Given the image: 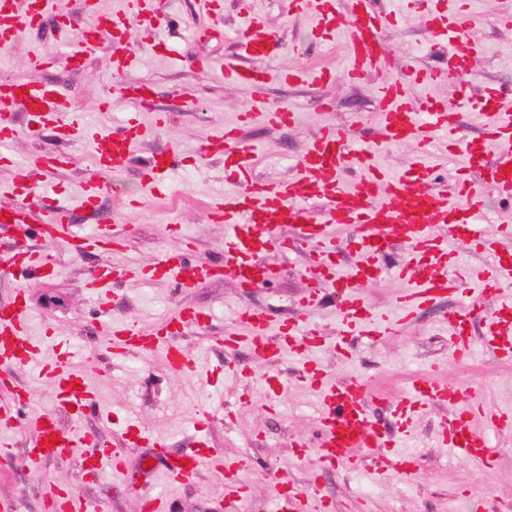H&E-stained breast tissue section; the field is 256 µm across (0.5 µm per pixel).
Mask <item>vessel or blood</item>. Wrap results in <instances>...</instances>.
<instances>
[{
  "instance_id": "b4317fda",
  "label": "vessel or blood",
  "mask_w": 512,
  "mask_h": 512,
  "mask_svg": "<svg viewBox=\"0 0 512 512\" xmlns=\"http://www.w3.org/2000/svg\"><path fill=\"white\" fill-rule=\"evenodd\" d=\"M373 0H354L350 12L340 10L337 0H294L299 11L315 14L319 23L314 30L316 38L326 39L339 29L348 32L350 65L346 76L357 82L386 70L389 66L383 45L388 26L386 16L372 6ZM131 15H107L94 29L73 32L66 23L56 28L73 37L76 46L67 57L71 66H79L88 50L99 43H107L112 54L114 72H121L135 59L127 39L130 24L158 28L161 20L154 0H133ZM47 9L16 16L10 0H0V44H10L18 32L45 22ZM458 12L435 13L428 19V28L434 41L459 39ZM242 44L248 54L260 60L271 56L279 44L277 33L261 20H252L243 34ZM471 54L463 49L448 57L441 69L415 71L418 81H440L461 77L471 70ZM224 76L234 83L251 85L262 90L263 71L245 67L231 60L224 65ZM376 97L380 102V129L377 138L349 147V133L335 128H324L312 139L300 162V174L292 181L274 184L255 180L253 165L255 153L242 143L236 129H225L223 135L212 138L208 150L223 154L224 163L233 169L243 184V191L214 201L208 215L224 226V256L211 267H195L183 254L167 253L148 269L135 268V275L144 279L175 280L182 288L190 287L200 278L224 277L237 287L256 288L273 280L276 270L267 262L270 252L287 251L291 239L312 243L316 258L307 272L315 288L302 298L305 308L317 306L320 288H340L348 295L341 309L342 336L387 335L392 333L391 321L378 317L363 303L360 290L367 283L386 272L410 283V290L398 299L405 318H412L418 310L433 303L442 294L463 287L465 277L454 271L448 258L447 238L467 241L473 249L493 251L494 242L481 235L474 218L482 205V189L490 187L498 194L512 198V109H503L498 95L488 97L481 112L485 117V135L480 139L463 141L465 164L459 172L454 193L438 190L433 185L430 168L423 159H416L410 168L392 175L382 167L378 152L393 143L414 142L422 146L452 147L458 122L446 102L427 99L411 102L399 79L382 82ZM71 102L60 95L53 85L41 82L18 81L0 84V159L10 160L9 145L14 138L12 112H34L43 124L50 127L57 138H85L91 152L93 169L81 185L82 204L91 205L102 193L105 180L120 172L134 146L145 139L150 129L137 117L128 118L112 132L101 133L70 116ZM68 122H61V115ZM297 112L281 109L268 110L263 97L254 98L250 109L240 113V123L261 119L275 125H291ZM496 144V153H489V144ZM67 155L46 151L29 160L15 164L11 191L13 202L0 205V223L10 226L17 234L29 235L38 230L41 238L59 243L79 253L89 248L117 244L118 238L110 226L103 225L87 235L76 234L67 208L60 207L51 214H37L27 198L38 189L36 173H49L67 166ZM354 169L358 177L346 182L344 174ZM325 199L327 207L322 218H315L308 208L314 199ZM344 227L356 231L353 245L358 260L343 265L336 249L334 233ZM402 242L409 247L407 261L395 269L384 262L391 243ZM9 268L26 273L37 272L45 266V259L36 257L28 249L16 248L7 259ZM512 278V261L499 262L496 269L481 276L478 299L461 303L451 309L445 319L454 342L458 361H466L472 354L470 326L482 319V348L504 362L512 361V294L503 290L504 279ZM493 298L494 311H486L480 300ZM205 312L189 308L177 310L161 320L153 330L144 331L121 320H111L107 326V343L113 358L122 359L135 349L151 351L165 349L173 369L191 368L192 362L173 342L174 336L190 325L207 320ZM30 310L23 297H16L13 305L0 308V361L26 363L32 358L36 344L28 334ZM250 328L248 343L277 360L287 354L319 347L320 338L314 325L301 321L280 325L276 338L265 333L266 320L262 312H237L234 324L226 331L225 349L235 348L239 342L238 327ZM42 377L50 379L58 404L82 411L94 400L93 393L82 375L75 373L67 361L60 360L42 367ZM304 378L320 399L322 438L318 448V464L328 467L337 463L357 466L362 457L390 449L385 470L400 476L414 471L411 456L393 453L394 441L367 410V386L355 377L338 385L321 383L318 369H308ZM411 403L408 413L415 414L431 404H452L460 401L457 389L441 383L432 376L416 377L411 384ZM474 409L456 413L449 419L442 433L443 441L453 448L456 456L476 467L487 466L491 451L487 440L474 425ZM24 458L36 463L68 454L74 446L90 448L85 461L87 476L112 473L126 477L127 469L121 453L101 441L97 435L87 434L75 439L60 434L52 412L38 415ZM141 439L150 441L157 459L161 460L165 486H180L190 480L197 469L212 466L223 474L222 490L226 499L239 501L247 496L249 488L240 478L244 461L226 460L205 438H198L191 451L174 453L165 441L141 431ZM276 512H325L327 505L320 496L318 477H311L306 485L294 484L287 475H279L272 494ZM46 501L54 512H99L86 499L67 493L62 486L50 484Z\"/></svg>"
}]
</instances>
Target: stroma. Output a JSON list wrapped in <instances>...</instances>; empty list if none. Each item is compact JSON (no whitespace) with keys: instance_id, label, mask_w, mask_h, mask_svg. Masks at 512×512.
Listing matches in <instances>:
<instances>
[{"instance_id":"35a3bbf8","label":"stroma","mask_w":512,"mask_h":512,"mask_svg":"<svg viewBox=\"0 0 512 512\" xmlns=\"http://www.w3.org/2000/svg\"><path fill=\"white\" fill-rule=\"evenodd\" d=\"M54 11L64 12L73 29L93 27L101 14L126 9L128 0H97L89 8L86 0H51ZM224 13L215 16L206 0H157L164 25L147 32L133 26L130 41L136 65L113 74L106 46L89 52L82 68L67 66L64 57L71 48L53 24L22 29L8 49L0 50V84L13 81L53 83L69 97L74 113L89 126L109 132L132 113L151 122L150 113L138 112L122 89L148 84L155 92L165 120L151 137L137 144L125 170L113 177L95 207L78 204L79 183L92 163L86 141L54 142L51 131L23 112L13 113L16 135L9 147L14 162H23L50 148L69 155L70 163L46 175L48 193L34 201L42 211L66 204L77 233L93 232L111 220L120 243L111 248L90 249L74 254L31 235L29 250L48 258L54 266L47 275L21 276L3 265L19 241L0 227V306L10 305L23 293L31 312L28 331L39 346L25 366L0 363V379L26 390L29 403L15 421V446L9 457H0V497L16 498L19 512H46L42 490L55 481L83 498L102 503L104 512H140L139 495L159 488L157 475L140 474L151 448H123L126 430L144 428L165 439L172 451L192 447L205 437L226 458L245 459L242 474L251 489L242 502L231 504L216 490L222 475L207 467L188 484L168 488L177 512H271L270 485L276 474L285 473L298 484H306L316 468L315 455L294 460L293 441L302 439L316 446L320 438L317 393L300 378L304 356L288 355L280 362L262 359L248 346L225 352L215 345L233 322L236 310L258 309L267 318L266 333L274 335L283 321L301 316L316 325L327 344L314 359L326 383L337 384L351 377L367 381L372 395L373 418L392 426L393 411L408 399L412 380L433 373L439 380L460 385V408L483 405L492 412L512 411V364L476 350L466 363L453 357L448 326L443 317L450 308L472 299L479 286L476 273L493 268L496 257L512 256V239L498 238L494 253H478L460 240L450 250L459 265L473 274L462 292L450 293L424 309L411 321L399 319L396 299L404 288L397 278L386 276L364 290L366 306L379 317L395 321L393 335L358 336L346 353L331 350L339 335L336 305L340 291H330L327 302L302 313L298 299L309 287L306 269L313 248L294 244L288 253H272L278 268L275 279L259 288H239L227 278L202 279L189 288L174 281L126 279L113 287L110 315H103L88 283L103 268L146 267L167 252L188 249L191 263L204 265L224 253V227L208 220L210 202L231 191L225 177L223 157L206 149L209 139L225 126L236 123L253 91L225 82L221 67L239 51V41L250 17H259L276 29L280 46L272 56L256 61V68L271 73L264 87L267 108H289L299 112L293 125L256 121L240 127L239 136L256 149L255 178L276 183L299 170L303 152L327 125H338L356 133L373 130L379 119L374 88L379 76L359 83L343 79L348 65L344 32L328 42L311 37L317 23L312 12H296L293 0H223ZM392 14L394 23L384 34V48L391 60V74L403 76L408 69H424L435 56H447L453 47L429 50L430 36L422 11L409 0H377ZM512 11V0H473L460 22L464 44L478 47L472 70L445 83H410L411 99L431 98L455 102L460 88H467L474 104H481L494 89L512 85V27L504 18ZM37 54L54 57L46 69L30 67ZM329 69L328 82L281 80V73ZM174 151L181 158L159 184L142 177L149 159ZM140 199L137 210L125 208L127 199ZM180 308L209 313L203 325L187 327L175 343L196 363L195 370L176 373L167 366L163 352L137 354L122 360L109 355L105 341L108 317L114 316L150 328L160 317ZM68 338L80 349L74 364L96 393L93 406L82 415L57 407L52 386L36 372L56 357L60 339ZM287 379V388L267 393V377ZM455 407V408H458ZM455 408L433 405L413 419L405 434L397 435L395 452L415 458L411 479L398 474L377 473L363 464L348 469L338 464L322 475V493L330 512H512V432L493 431L491 467L483 469L452 457L439 442ZM54 411L59 428L105 435L114 447L124 450L128 479L104 474L96 479L84 475V450L77 447L64 456L43 461L31 469L23 448L31 420L40 412ZM109 422H102V415Z\"/></svg>"}]
</instances>
